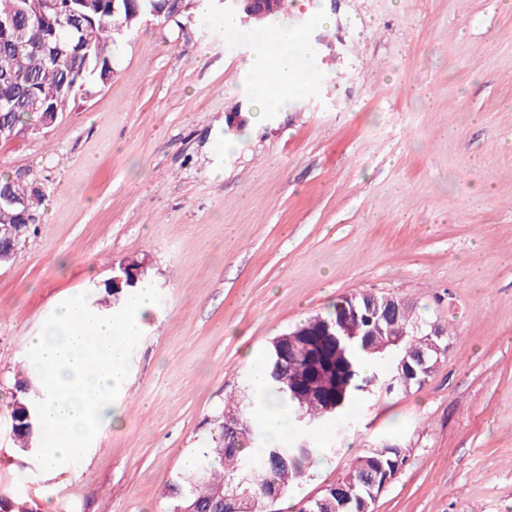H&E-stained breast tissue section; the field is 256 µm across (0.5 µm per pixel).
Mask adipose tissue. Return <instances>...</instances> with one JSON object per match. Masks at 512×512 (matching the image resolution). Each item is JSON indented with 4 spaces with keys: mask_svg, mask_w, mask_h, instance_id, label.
<instances>
[{
    "mask_svg": "<svg viewBox=\"0 0 512 512\" xmlns=\"http://www.w3.org/2000/svg\"><path fill=\"white\" fill-rule=\"evenodd\" d=\"M318 43L300 31L270 29L252 58L239 65V82L252 86L265 108L285 106L303 97L311 84L299 78V58H315ZM154 286L141 281L127 313L119 319L76 295L60 302L52 321L32 340L27 375L41 382L34 406L47 441L38 456L45 468H74L86 457L91 438L117 424L112 390L125 375L123 349L139 336L142 319L154 303Z\"/></svg>",
    "mask_w": 512,
    "mask_h": 512,
    "instance_id": "adipose-tissue-1",
    "label": "adipose tissue"
}]
</instances>
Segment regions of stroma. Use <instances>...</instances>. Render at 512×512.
I'll return each mask as SVG.
<instances>
[{
  "mask_svg": "<svg viewBox=\"0 0 512 512\" xmlns=\"http://www.w3.org/2000/svg\"><path fill=\"white\" fill-rule=\"evenodd\" d=\"M287 5L282 25L322 53L311 92L263 122L234 85L252 46L214 8L144 21L111 80L0 143V175L43 192L0 267V494L169 512L185 457L250 382L246 352L373 290L446 325L449 348L423 385L359 395L323 428L292 508L387 439L411 454L373 512H512V0ZM131 259L156 299L124 348L121 423L77 471L47 470L10 427L29 341Z\"/></svg>",
  "mask_w": 512,
  "mask_h": 512,
  "instance_id": "1",
  "label": "stroma"
}]
</instances>
